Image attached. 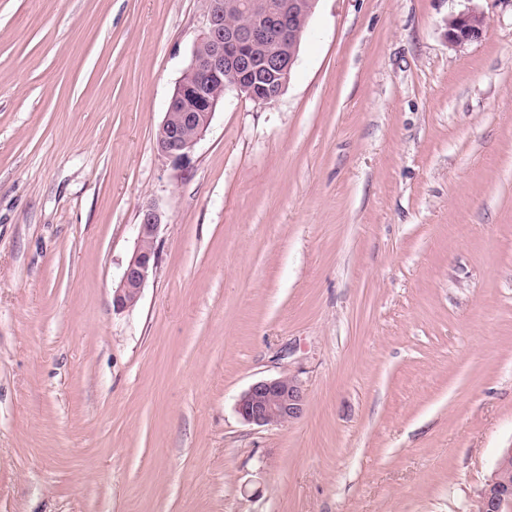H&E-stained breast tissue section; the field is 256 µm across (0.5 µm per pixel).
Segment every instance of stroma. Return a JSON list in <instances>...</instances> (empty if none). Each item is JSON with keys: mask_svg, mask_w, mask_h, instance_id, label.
Returning <instances> with one entry per match:
<instances>
[{"mask_svg": "<svg viewBox=\"0 0 512 512\" xmlns=\"http://www.w3.org/2000/svg\"><path fill=\"white\" fill-rule=\"evenodd\" d=\"M206 10L0 0V512H474L512 447V0H318L278 101L227 91L177 170ZM283 374L303 416L244 424ZM446 35L452 44L461 45L482 39L485 33L484 15L469 10L448 17ZM164 214L153 204L142 210L136 244L127 260L119 284L113 288L112 307L116 313L134 308L159 261L158 237ZM305 406L302 383L295 376L283 374L251 384L237 400L236 412L248 425L278 426L299 419Z\"/></svg>", "mask_w": 512, "mask_h": 512, "instance_id": "1", "label": "stroma"}]
</instances>
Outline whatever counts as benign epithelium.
<instances>
[{
  "label": "benign epithelium",
  "mask_w": 512,
  "mask_h": 512,
  "mask_svg": "<svg viewBox=\"0 0 512 512\" xmlns=\"http://www.w3.org/2000/svg\"><path fill=\"white\" fill-rule=\"evenodd\" d=\"M317 0H208L207 24L193 48L191 62L176 84L156 136L157 151L175 166L187 163L207 131L226 91L268 106L284 92L297 59L298 44ZM446 35L461 45L482 39L484 15L469 10L448 17ZM164 214L153 204L142 210L136 244L112 307L134 308L159 261L158 237ZM306 394L298 378L283 374L251 384L237 400L240 419L257 427L285 425L299 419ZM512 464L504 451L494 476L482 492L481 512H512V489L500 475Z\"/></svg>",
  "instance_id": "7a95c632"
}]
</instances>
